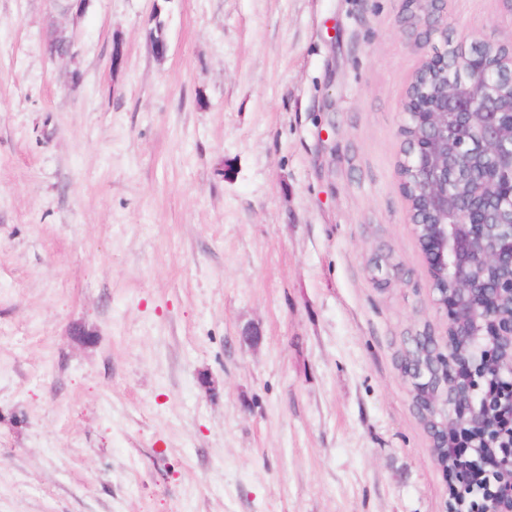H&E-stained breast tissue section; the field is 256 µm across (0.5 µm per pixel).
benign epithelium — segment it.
Here are the masks:
<instances>
[{
	"label": "benign epithelium",
	"instance_id": "benign-epithelium-1",
	"mask_svg": "<svg viewBox=\"0 0 512 512\" xmlns=\"http://www.w3.org/2000/svg\"><path fill=\"white\" fill-rule=\"evenodd\" d=\"M425 64L447 74V83L414 81L405 93L398 175L404 191L422 196L411 223L425 229L422 250L445 282H432L448 319L438 365L460 388L446 404L443 447L456 452L465 441L496 449L475 461L492 481L482 499L470 498V468L448 474L447 512H512V368L497 361L512 351V314L499 309L502 297H512V275L491 282L472 275L476 268L512 271V222L494 224L496 215L512 214V42L435 47ZM468 177L477 186L464 196L460 183ZM492 226L501 239L494 247L486 241ZM411 377L421 400L432 402L426 373Z\"/></svg>",
	"mask_w": 512,
	"mask_h": 512
}]
</instances>
